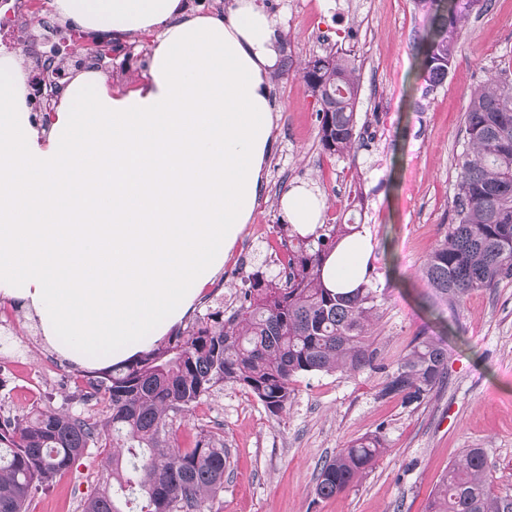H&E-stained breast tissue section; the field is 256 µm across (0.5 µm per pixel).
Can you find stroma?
Returning a JSON list of instances; mask_svg holds the SVG:
<instances>
[{
    "instance_id": "stroma-1",
    "label": "stroma",
    "mask_w": 512,
    "mask_h": 512,
    "mask_svg": "<svg viewBox=\"0 0 512 512\" xmlns=\"http://www.w3.org/2000/svg\"><path fill=\"white\" fill-rule=\"evenodd\" d=\"M280 33L279 56L294 62L332 49L350 51L360 74V145L344 158L323 153L318 105L296 73L273 79L274 149L265 192L224 271L202 289L195 314L232 309L248 275L278 268L266 243L268 226L285 223L282 194L308 184L336 218L350 197L364 196L354 223L377 242L368 280L377 292L376 361L353 376H298L285 412L271 415L247 389L225 385L177 421L172 442L189 447L199 428H219L228 450L224 488L212 512H426L442 474L466 449H483L495 493L512 495V279L471 291L456 305L435 296L419 268L453 220L455 159L464 145L471 90L488 76L512 74V0H492L461 29L444 86L427 90L418 47L427 22L416 0H262ZM0 26V47L34 67L45 37L39 18L19 14ZM153 38L123 41L104 72L134 87ZM13 350L0 369V414L20 415L33 402L78 410L82 368L44 339L32 313L0 302V329ZM418 336L448 351V379L426 399L384 398L387 374ZM379 434L386 451L363 477L329 499L315 494L320 464L340 448ZM91 452L50 489L37 492L30 512H79L103 474Z\"/></svg>"
}]
</instances>
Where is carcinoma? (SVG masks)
I'll return each instance as SVG.
<instances>
[{
	"label": "carcinoma",
	"instance_id": "carcinoma-1",
	"mask_svg": "<svg viewBox=\"0 0 512 512\" xmlns=\"http://www.w3.org/2000/svg\"><path fill=\"white\" fill-rule=\"evenodd\" d=\"M428 24L420 66L430 89L448 78L457 36L489 0H417ZM298 73L320 105L322 150L344 157L359 141V75L354 59L329 52L309 58ZM466 139L456 163L453 223L420 273L451 303L478 288L512 278V79L494 75L470 94ZM285 273L257 270L224 305L210 306L184 329L137 358L84 372L89 391L80 412L46 407L28 416L0 415V512H28L34 493L69 472L93 448L111 449L109 476L81 512H122L137 493L139 512H204L224 488V437L201 428L190 447L170 440L173 422L226 384L247 388L273 415L285 410L296 377L352 375L372 367L376 291L351 294L323 286L321 260L352 224H321L302 237L290 224ZM448 352L416 339L387 376L383 397L427 398L445 378ZM102 406L96 411L94 407ZM385 451L376 434L340 449L320 467L315 493L330 498L357 482ZM428 512H512V496L493 492L483 449L469 448L448 467Z\"/></svg>",
	"mask_w": 512,
	"mask_h": 512
}]
</instances>
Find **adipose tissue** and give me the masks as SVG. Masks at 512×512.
Here are the masks:
<instances>
[{"mask_svg": "<svg viewBox=\"0 0 512 512\" xmlns=\"http://www.w3.org/2000/svg\"><path fill=\"white\" fill-rule=\"evenodd\" d=\"M53 4L83 32L156 36L135 88L75 70L38 118L20 55L0 49V299L27 307L65 359L103 368L180 325L253 221L279 33L260 0L221 15L189 14L182 0ZM325 207L306 185L280 198L304 236ZM375 249L363 229L340 240L324 287L365 284Z\"/></svg>", "mask_w": 512, "mask_h": 512, "instance_id": "obj_1", "label": "adipose tissue"}]
</instances>
